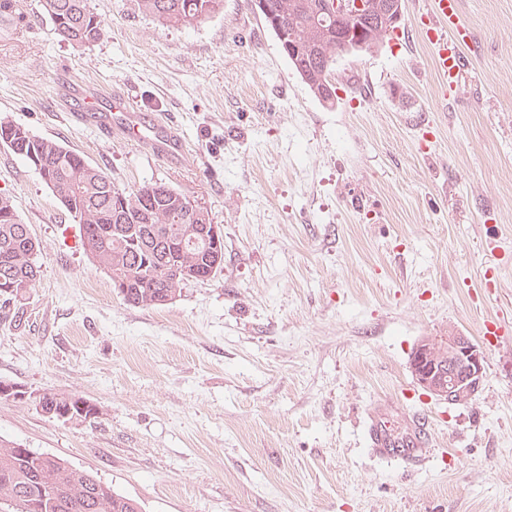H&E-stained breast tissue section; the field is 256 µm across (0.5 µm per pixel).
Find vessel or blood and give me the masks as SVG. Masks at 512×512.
Wrapping results in <instances>:
<instances>
[{
  "label": "vessel or blood",
  "instance_id": "1",
  "mask_svg": "<svg viewBox=\"0 0 512 512\" xmlns=\"http://www.w3.org/2000/svg\"><path fill=\"white\" fill-rule=\"evenodd\" d=\"M419 31L430 47L433 66L442 85L459 83L465 69V47L470 32L460 20L459 0H426L418 17ZM113 127L129 140L152 146L154 154L171 158L184 150V144L173 132L170 120L144 121L121 97L111 100ZM430 433L425 416L415 415L406 438L394 435L386 416L371 417L370 446L378 457H402L421 460Z\"/></svg>",
  "mask_w": 512,
  "mask_h": 512
}]
</instances>
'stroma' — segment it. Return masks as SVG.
Segmentation results:
<instances>
[{
  "label": "stroma",
  "instance_id": "1",
  "mask_svg": "<svg viewBox=\"0 0 512 512\" xmlns=\"http://www.w3.org/2000/svg\"><path fill=\"white\" fill-rule=\"evenodd\" d=\"M0 30V120L58 142L118 188L162 182L224 230V269L157 308L127 304L38 170L0 145V195L40 276L0 318V438L88 470L142 512H512V0H461L478 82L445 89L409 38L340 57L313 97L252 0L171 28L136 0H90L78 46L42 0ZM174 120L182 157L75 126L72 83ZM456 327L485 355L466 403L417 388L411 352ZM79 395L94 421L34 400ZM429 419L419 467L379 460L363 416Z\"/></svg>",
  "mask_w": 512,
  "mask_h": 512
}]
</instances>
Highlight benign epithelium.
Instances as JSON below:
<instances>
[{"instance_id":"obj_1","label":"benign epithelium","mask_w":512,"mask_h":512,"mask_svg":"<svg viewBox=\"0 0 512 512\" xmlns=\"http://www.w3.org/2000/svg\"><path fill=\"white\" fill-rule=\"evenodd\" d=\"M361 15H378L393 27L401 19L398 0H355ZM366 30L358 25L348 31L341 50L350 53L369 43ZM415 384L429 395L453 404L469 400L480 388L484 375V353L470 337L455 327L446 336H426L415 345L411 357Z\"/></svg>"}]
</instances>
